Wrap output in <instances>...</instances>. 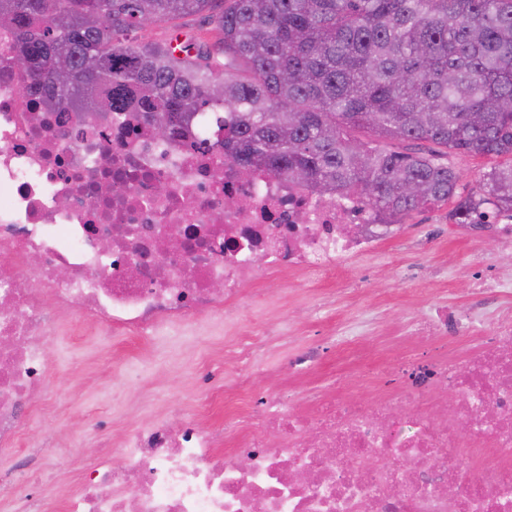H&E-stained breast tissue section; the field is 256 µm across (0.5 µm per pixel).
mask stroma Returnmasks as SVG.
<instances>
[{"label": "stroma", "instance_id": "35a3bbf8", "mask_svg": "<svg viewBox=\"0 0 512 512\" xmlns=\"http://www.w3.org/2000/svg\"><path fill=\"white\" fill-rule=\"evenodd\" d=\"M198 37L213 57H221L208 14L178 18L132 32L137 43H165L173 33ZM450 204L430 205L403 216L402 239L385 242L376 255L355 260L333 280L299 275L250 289L239 325L253 333L287 328L288 349L274 350L268 371L254 382L256 392L284 387L294 351L317 350L313 375L328 386L346 366L342 349L327 336L374 311L378 322L363 341L371 362L383 360L382 339L397 337L436 305L472 317L470 273L482 259L512 272V250L495 245L481 230L479 247L459 239ZM430 278V290L402 277L406 267ZM235 344L220 319L192 326L165 325L138 335L107 334L85 320L64 322L51 351L52 394H37L25 409V425L15 452L0 455V478L27 486L32 471L43 473L37 498L41 512H66L65 498L80 487V475L98 463L116 435L157 420L177 425L199 416L215 429L224 426V355Z\"/></svg>", "mask_w": 512, "mask_h": 512}]
</instances>
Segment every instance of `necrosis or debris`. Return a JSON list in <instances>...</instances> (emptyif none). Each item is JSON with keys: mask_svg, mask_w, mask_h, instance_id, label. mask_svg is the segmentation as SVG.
Segmentation results:
<instances>
[{"mask_svg": "<svg viewBox=\"0 0 512 512\" xmlns=\"http://www.w3.org/2000/svg\"><path fill=\"white\" fill-rule=\"evenodd\" d=\"M219 118L161 141L132 113L56 111L0 67L1 453L50 387L59 312L141 334L220 312L229 330L248 288L336 274L402 234L348 197L263 171L239 181ZM471 283L478 316L422 317L402 383L369 401L347 389L256 395L257 359L288 338H240L223 431L190 417L124 434L66 512H512V275L487 264ZM464 328L471 344L419 358L421 338Z\"/></svg>", "mask_w": 512, "mask_h": 512, "instance_id": "necrosis-or-debris-1", "label": "necrosis or debris"}]
</instances>
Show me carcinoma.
I'll use <instances>...</instances> for the list:
<instances>
[{
	"instance_id": "cac0c4a2",
	"label": "carcinoma",
	"mask_w": 512,
	"mask_h": 512,
	"mask_svg": "<svg viewBox=\"0 0 512 512\" xmlns=\"http://www.w3.org/2000/svg\"><path fill=\"white\" fill-rule=\"evenodd\" d=\"M218 0H0V61L65 112L142 113L166 138L230 112L224 155L404 216L458 198L450 153L498 159L452 211L512 210V0H224V60L131 30ZM432 142L433 154L390 142Z\"/></svg>"
}]
</instances>
